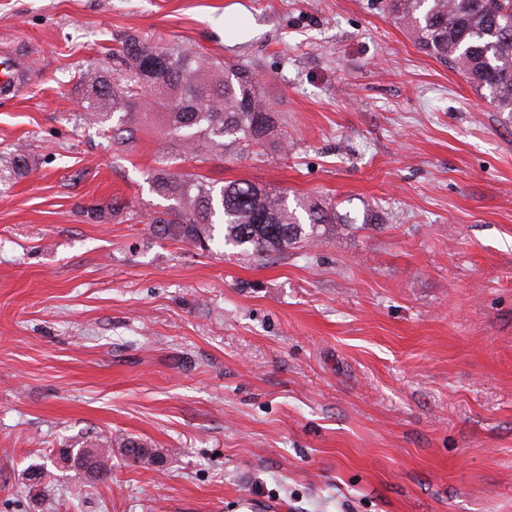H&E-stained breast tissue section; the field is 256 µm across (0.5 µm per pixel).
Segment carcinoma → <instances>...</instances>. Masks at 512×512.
I'll use <instances>...</instances> for the list:
<instances>
[{"label":"carcinoma","instance_id":"obj_1","mask_svg":"<svg viewBox=\"0 0 512 512\" xmlns=\"http://www.w3.org/2000/svg\"><path fill=\"white\" fill-rule=\"evenodd\" d=\"M386 7L419 49L460 71L485 92L503 122L512 123V0H386ZM112 56L118 72L92 68L79 75V119L101 123L118 115L111 137L117 156L135 148L141 116L162 122L168 147L147 172L152 192L167 201L148 215L155 238L265 259L317 246L335 225L352 223L310 197L296 196L291 205L287 192L272 187L230 181L218 188L177 166L179 160L207 163L228 152L244 154L278 138L275 111L255 70L138 36L126 37ZM35 164L27 145H14L0 160V185ZM118 448L131 466L159 467L165 460L140 438H125ZM59 458L76 474L99 480L111 471L112 439L98 435L61 449Z\"/></svg>","mask_w":512,"mask_h":512}]
</instances>
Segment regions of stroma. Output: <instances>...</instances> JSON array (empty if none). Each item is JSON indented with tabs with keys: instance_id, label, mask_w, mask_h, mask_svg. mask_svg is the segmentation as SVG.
I'll return each instance as SVG.
<instances>
[{
	"instance_id": "stroma-1",
	"label": "stroma",
	"mask_w": 512,
	"mask_h": 512,
	"mask_svg": "<svg viewBox=\"0 0 512 512\" xmlns=\"http://www.w3.org/2000/svg\"><path fill=\"white\" fill-rule=\"evenodd\" d=\"M129 34L270 84L279 144L188 171L382 224L261 262L153 238L162 132L117 156L76 118ZM2 47L34 68L0 154L38 163L0 186V512H512V124L385 0H0ZM99 434L162 470L76 478ZM123 460L131 466L150 468L163 466L165 456L141 438H124L118 445Z\"/></svg>"
}]
</instances>
